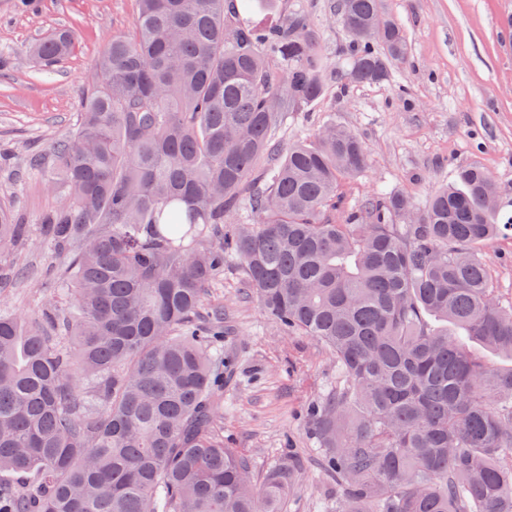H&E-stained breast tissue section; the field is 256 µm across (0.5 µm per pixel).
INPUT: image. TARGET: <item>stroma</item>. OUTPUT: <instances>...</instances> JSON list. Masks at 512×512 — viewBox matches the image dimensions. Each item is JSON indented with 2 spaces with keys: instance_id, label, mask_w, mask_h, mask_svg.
I'll return each instance as SVG.
<instances>
[{
  "instance_id": "obj_1",
  "label": "stroma",
  "mask_w": 512,
  "mask_h": 512,
  "mask_svg": "<svg viewBox=\"0 0 512 512\" xmlns=\"http://www.w3.org/2000/svg\"><path fill=\"white\" fill-rule=\"evenodd\" d=\"M338 0H276L260 23L307 13L319 50L333 76L325 100L291 112L279 138L289 145L312 139L328 121L362 137L366 171L342 189L344 210L358 209L378 193H402L418 205L457 170L478 165L499 186L500 220L512 216V0H380L409 47L389 81L351 85L344 55L347 31L334 15ZM19 11L0 0V203L17 206L35 223L55 206L43 176H26L31 144L49 150L71 131L74 103L96 72L113 35L129 33L136 0H31ZM60 28L75 30L73 53L51 67L33 61L30 45ZM483 254L503 297H512V232L487 244ZM59 265L30 237L0 254V307L31 315L44 303L43 285ZM207 301L224 306V440L247 449L257 470L284 457L300 461L299 480L285 512H336L345 490L323 469L322 452L307 418L308 406L339 382L335 361L316 341L291 336L258 305L236 257L224 260V280Z\"/></svg>"
}]
</instances>
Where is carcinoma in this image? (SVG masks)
<instances>
[{
    "label": "carcinoma",
    "instance_id": "obj_1",
    "mask_svg": "<svg viewBox=\"0 0 512 512\" xmlns=\"http://www.w3.org/2000/svg\"><path fill=\"white\" fill-rule=\"evenodd\" d=\"M137 5L50 148L62 201L37 228L64 260L45 288L68 305L0 310V512H280L294 461L257 477L221 430L224 308L204 290L228 253L277 324L336 358L342 381L309 416L348 492L337 512H512V368L448 332L512 359V300L481 255L501 228L491 173L338 218L369 163L357 134L277 142L327 91L308 17L254 23L274 0ZM338 17L349 82L387 80L408 52L398 24L379 0H341ZM74 45L58 31L32 53ZM29 233L0 206L1 251Z\"/></svg>",
    "mask_w": 512,
    "mask_h": 512
}]
</instances>
